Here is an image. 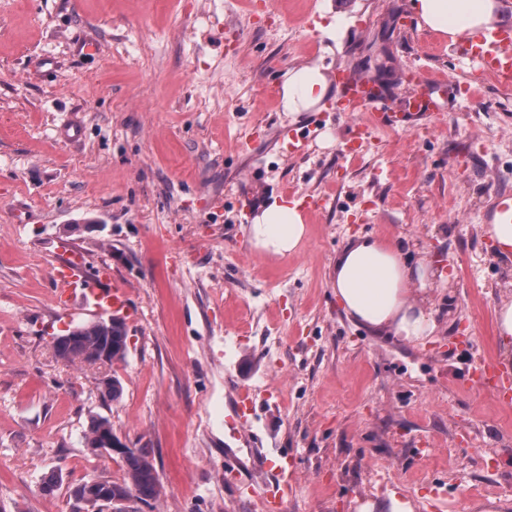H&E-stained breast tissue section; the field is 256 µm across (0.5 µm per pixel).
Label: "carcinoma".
Returning a JSON list of instances; mask_svg holds the SVG:
<instances>
[{"instance_id":"carcinoma-1","label":"carcinoma","mask_w":512,"mask_h":512,"mask_svg":"<svg viewBox=\"0 0 512 512\" xmlns=\"http://www.w3.org/2000/svg\"><path fill=\"white\" fill-rule=\"evenodd\" d=\"M84 332L66 343L53 345L55 356L67 363L86 362L92 353H101L112 347V357L124 359L128 349V334L124 321L108 327L93 321L83 324ZM112 431L111 422L102 416L90 418L84 432L85 444H90L102 434ZM126 477L121 482L102 480L97 493L108 494L120 501L118 512H134L133 504L147 503L160 492V480L151 453L146 448H133L122 456Z\"/></svg>"}]
</instances>
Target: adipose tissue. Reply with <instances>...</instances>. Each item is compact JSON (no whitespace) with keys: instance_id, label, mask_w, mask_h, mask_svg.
Segmentation results:
<instances>
[{"instance_id":"obj_1","label":"adipose tissue","mask_w":512,"mask_h":512,"mask_svg":"<svg viewBox=\"0 0 512 512\" xmlns=\"http://www.w3.org/2000/svg\"><path fill=\"white\" fill-rule=\"evenodd\" d=\"M411 5L421 27L452 43L489 30L494 19V0H411ZM328 91L319 66L288 71L281 86L283 109L311 111ZM251 235L258 249L286 255L305 235L304 217L296 203H271L255 217ZM430 282L428 265L410 262L401 239L365 234L350 239L337 254L331 286L354 324L420 343L437 331L438 311L413 300L410 289H427Z\"/></svg>"}]
</instances>
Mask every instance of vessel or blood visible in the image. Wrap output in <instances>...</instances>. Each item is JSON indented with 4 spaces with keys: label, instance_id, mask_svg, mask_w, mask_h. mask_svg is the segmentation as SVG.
Wrapping results in <instances>:
<instances>
[{
    "label": "vessel or blood",
    "instance_id": "1",
    "mask_svg": "<svg viewBox=\"0 0 512 512\" xmlns=\"http://www.w3.org/2000/svg\"><path fill=\"white\" fill-rule=\"evenodd\" d=\"M458 61L465 66L488 73L497 85L512 88V21L503 23L482 35L462 39L455 48ZM338 87L337 111L352 118L361 119L359 136H370L374 128L395 127L402 122L400 112H383L377 107L381 97L380 87L370 76L346 69L336 72ZM54 297L58 305H65L76 293H83L92 315L131 313L128 290L112 281L109 273L99 271L87 276L81 266L73 265L59 269L55 276ZM267 478L260 494L267 512H283L288 497V459L266 461Z\"/></svg>",
    "mask_w": 512,
    "mask_h": 512
}]
</instances>
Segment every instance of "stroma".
Masks as SVG:
<instances>
[{"label": "stroma", "instance_id": "obj_1", "mask_svg": "<svg viewBox=\"0 0 512 512\" xmlns=\"http://www.w3.org/2000/svg\"><path fill=\"white\" fill-rule=\"evenodd\" d=\"M266 2L261 22L245 0H0V512H95L70 484L124 469L86 448L94 415L151 452L161 493L141 512H256L260 495L236 489L264 481L259 445L290 460L285 512H512V405L470 380L512 292L479 230L512 194V90L486 80L460 101L453 48L402 25L410 0ZM311 64L375 76L389 112L415 94L411 68L446 74L433 96L455 117L347 152L334 99L281 107L285 73ZM293 194L324 204L292 253L268 255L251 224ZM359 234L403 238L438 269L425 343L345 317L330 275ZM73 254L131 292L123 360L54 355L89 320L56 312ZM243 390L245 434L225 423ZM231 458L252 470L226 475Z\"/></svg>", "mask_w": 512, "mask_h": 512}]
</instances>
